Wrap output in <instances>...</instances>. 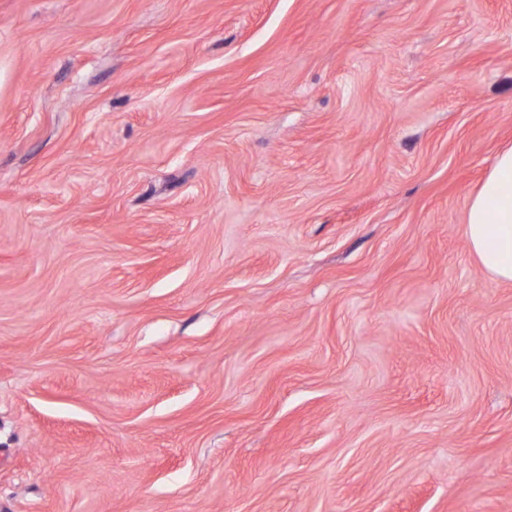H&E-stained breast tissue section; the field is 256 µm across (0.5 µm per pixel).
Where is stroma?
I'll list each match as a JSON object with an SVG mask.
<instances>
[{"label":"stroma","instance_id":"1","mask_svg":"<svg viewBox=\"0 0 512 512\" xmlns=\"http://www.w3.org/2000/svg\"><path fill=\"white\" fill-rule=\"evenodd\" d=\"M512 0H0V512H512ZM465 234L482 268L512 283V147L500 152L470 196Z\"/></svg>","mask_w":512,"mask_h":512}]
</instances>
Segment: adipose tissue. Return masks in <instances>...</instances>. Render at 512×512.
Here are the masks:
<instances>
[{
	"instance_id": "adipose-tissue-1",
	"label": "adipose tissue",
	"mask_w": 512,
	"mask_h": 512,
	"mask_svg": "<svg viewBox=\"0 0 512 512\" xmlns=\"http://www.w3.org/2000/svg\"><path fill=\"white\" fill-rule=\"evenodd\" d=\"M465 234L482 268L512 283V147L500 152L470 196Z\"/></svg>"
}]
</instances>
